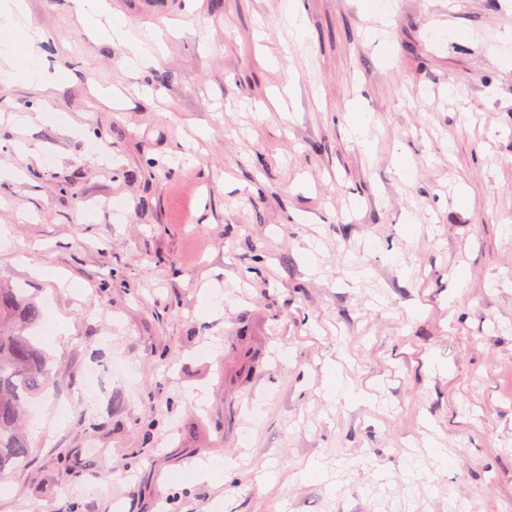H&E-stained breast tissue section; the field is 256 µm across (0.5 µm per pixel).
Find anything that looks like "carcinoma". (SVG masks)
I'll use <instances>...</instances> for the list:
<instances>
[{"instance_id": "obj_1", "label": "carcinoma", "mask_w": 512, "mask_h": 512, "mask_svg": "<svg viewBox=\"0 0 512 512\" xmlns=\"http://www.w3.org/2000/svg\"><path fill=\"white\" fill-rule=\"evenodd\" d=\"M44 321L25 289L0 285V475L22 468L31 454L30 406L52 377L51 356L31 335Z\"/></svg>"}]
</instances>
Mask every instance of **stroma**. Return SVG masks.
Returning <instances> with one entry per match:
<instances>
[{
  "label": "stroma",
  "mask_w": 512,
  "mask_h": 512,
  "mask_svg": "<svg viewBox=\"0 0 512 512\" xmlns=\"http://www.w3.org/2000/svg\"><path fill=\"white\" fill-rule=\"evenodd\" d=\"M373 2L106 0L167 32L130 67L24 0L51 85L0 82V280L72 335L0 512H512V0Z\"/></svg>",
  "instance_id": "obj_1"
}]
</instances>
